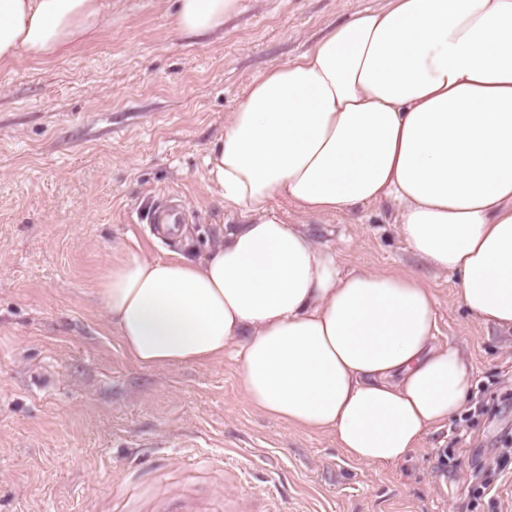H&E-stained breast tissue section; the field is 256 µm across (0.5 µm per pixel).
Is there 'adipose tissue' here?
Returning <instances> with one entry per match:
<instances>
[{"label":"adipose tissue","mask_w":512,"mask_h":512,"mask_svg":"<svg viewBox=\"0 0 512 512\" xmlns=\"http://www.w3.org/2000/svg\"><path fill=\"white\" fill-rule=\"evenodd\" d=\"M239 7L176 0L172 26L207 35ZM107 8L0 0V63L64 53ZM206 166L240 224L196 258L126 251L98 283L136 364L231 357L251 407L368 465L464 410L472 367L437 342L425 279L341 271L307 222L390 204L410 250L456 277L457 304L512 332V0H388L333 27L251 79Z\"/></svg>","instance_id":"1"}]
</instances>
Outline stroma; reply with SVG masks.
I'll list each match as a JSON object with an SVG mask.
<instances>
[{
  "label": "stroma",
  "mask_w": 512,
  "mask_h": 512,
  "mask_svg": "<svg viewBox=\"0 0 512 512\" xmlns=\"http://www.w3.org/2000/svg\"><path fill=\"white\" fill-rule=\"evenodd\" d=\"M385 3L242 0L223 30L196 38L172 28L175 0H112L103 35L0 64V512H85L91 492L96 512L217 495L223 512H512V472L470 494L512 446V333L455 302V276L406 247L389 204L308 228L343 269L423 274L439 337L466 353L483 406L393 465L351 461L333 436L256 411L231 360L138 366L96 294L123 250H180L146 230L166 197L187 211L192 251L216 243L235 218L209 188L205 155L249 80ZM134 447L157 461L132 479ZM203 457L215 465L200 467Z\"/></svg>",
  "instance_id": "1"
}]
</instances>
